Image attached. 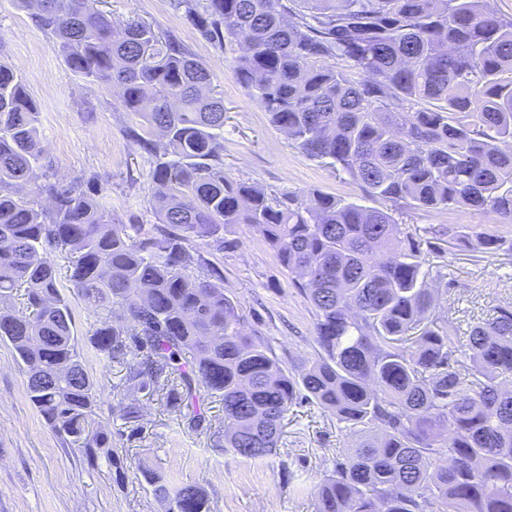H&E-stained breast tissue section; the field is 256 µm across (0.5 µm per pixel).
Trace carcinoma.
I'll list each match as a JSON object with an SVG mask.
<instances>
[{
	"label": "carcinoma",
	"mask_w": 512,
	"mask_h": 512,
	"mask_svg": "<svg viewBox=\"0 0 512 512\" xmlns=\"http://www.w3.org/2000/svg\"><path fill=\"white\" fill-rule=\"evenodd\" d=\"M59 41L70 69L118 90L140 118L127 136L153 159L154 233L116 224L98 192L40 184L39 110L0 64V310L28 400L69 448L112 447L96 420L98 388L82 364L52 252L69 253L70 288L122 311L93 343L128 363L126 388L160 378L224 404L218 442L247 459L274 453L297 400L332 412L357 439L315 488L318 512H512V303L490 308L455 344L454 312L431 287L405 210L470 208L512 224V18L487 0H173L220 49L270 124L306 157L358 184L367 207L320 190L271 196L224 174V101L208 68L176 39L97 0H17ZM160 139H152L154 133ZM48 199L44 205L42 199ZM260 235L316 313L320 348L285 368L243 334L238 304L204 250L230 228ZM458 243L512 257V241L448 228ZM189 355L190 367L182 365ZM141 417L139 399L119 409ZM139 475L167 512H210L195 484Z\"/></svg>",
	"instance_id": "1"
}]
</instances>
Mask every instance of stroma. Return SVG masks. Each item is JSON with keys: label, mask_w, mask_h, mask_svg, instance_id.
I'll return each mask as SVG.
<instances>
[{"label": "stroma", "mask_w": 512, "mask_h": 512, "mask_svg": "<svg viewBox=\"0 0 512 512\" xmlns=\"http://www.w3.org/2000/svg\"><path fill=\"white\" fill-rule=\"evenodd\" d=\"M100 11L115 21L136 19L172 35L211 71L224 99V172L255 182L269 194L317 189L350 201L362 195L350 177L308 159L268 122L265 112L235 80L233 51L203 40L173 7V0H100ZM0 63L20 75L40 111L51 183H88L100 190L112 217L153 231L152 167L148 155L125 135L138 117L124 112L115 90L87 81L67 66L57 40L33 22L16 0H0ZM403 223L417 227L469 224L474 231L512 239V224L488 213L409 211ZM233 248L209 254L224 272V287L237 300L242 330L267 341L284 364L317 350L313 309L259 235L236 227ZM454 290L440 294L441 307L455 311V336L490 306L512 302V261L475 244H445L429 256ZM73 331L87 373L98 384L97 414L112 432L110 456L88 462L65 448L26 396V376L11 346L0 340V512H166L134 470L145 463L173 484L203 487L212 512H315L314 487L331 460L351 440L335 417L317 406L293 407L273 455L246 459L217 449L212 431L224 424V405L202 396L196 409L206 427H188L186 406L170 389L141 393L143 416L124 422L118 405L125 395V364L110 360L92 342L100 321L118 310L97 308L71 298Z\"/></svg>", "instance_id": "obj_1"}]
</instances>
